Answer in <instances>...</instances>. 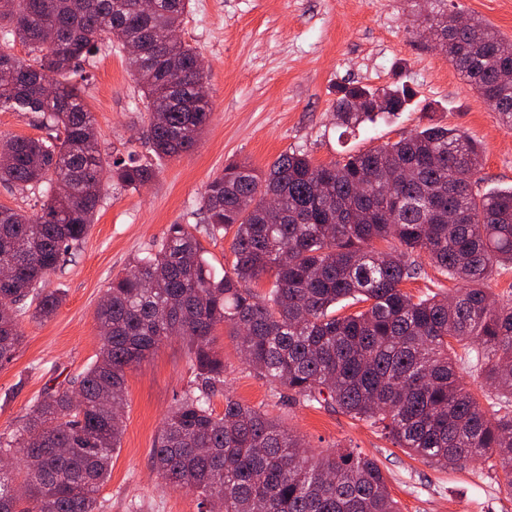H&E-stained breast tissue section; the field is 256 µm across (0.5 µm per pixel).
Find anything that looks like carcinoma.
I'll return each instance as SVG.
<instances>
[{
    "mask_svg": "<svg viewBox=\"0 0 512 512\" xmlns=\"http://www.w3.org/2000/svg\"><path fill=\"white\" fill-rule=\"evenodd\" d=\"M415 21L433 36L483 103L512 128V56L473 17L459 27L448 0ZM190 0H0V110L28 112L56 135L0 145V183L39 191L29 214L0 208V367L23 344L24 318L61 304L40 284L85 240L106 190H135L157 175L132 153L106 158L78 81L106 36L132 43L131 74L147 112L155 159L192 150L210 120L204 60L167 34ZM336 123L355 130L394 115L398 87H345ZM478 145L431 124L341 162L294 150L264 174L230 163L200 201L209 233L232 234V268L218 275L189 224H171L154 249L112 278L96 311L97 360L63 389H47L24 424L0 437V512H101L98 499L121 438L126 371L172 336L187 347L193 384L165 418L152 452L163 482L195 496L198 512H400L377 460L348 449L316 454L264 411L224 395L219 326L249 368L295 402L336 408L384 431L422 464L460 469L491 460L512 495V302L493 297L495 266L512 265V187L474 190ZM429 264L458 283L450 298L402 284ZM268 277L261 293L255 285ZM37 297L35 307L26 300ZM351 300L365 308L344 316ZM491 387L487 412L458 364ZM28 469L17 485L9 458Z\"/></svg>",
    "mask_w": 512,
    "mask_h": 512,
    "instance_id": "carcinoma-1",
    "label": "carcinoma"
}]
</instances>
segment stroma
<instances>
[{
  "mask_svg": "<svg viewBox=\"0 0 512 512\" xmlns=\"http://www.w3.org/2000/svg\"><path fill=\"white\" fill-rule=\"evenodd\" d=\"M512 41V0H454ZM410 0H191L179 34L207 66L210 121L197 145L165 161L138 190L113 188L102 200L85 241L66 256L44 286L62 293L50 320H24L25 341L0 367V434L20 424L48 387H66L97 358L95 312L108 282L144 256L172 224L191 225L217 271L230 268V238L211 236L199 199L227 163L266 170L279 155L307 152L329 164L434 123L457 128L483 150L480 192L512 186V129L504 127L435 48L411 30ZM85 99L106 152L151 157L147 118L136 108L138 89L120 40L102 44L89 67ZM407 87L398 115L356 131L337 126L341 88ZM216 346L227 378L212 398L223 413L225 395L260 408L304 437L313 451L340 446L376 459L400 512H512V497L487 463L462 470L423 465L380 429L332 408L289 403L244 363L230 330L218 326ZM194 380L181 338L165 342L126 372L120 447L100 489L104 512H197L192 494L158 479L152 449L158 431Z\"/></svg>",
  "mask_w": 512,
  "mask_h": 512,
  "instance_id": "stroma-1",
  "label": "stroma"
}]
</instances>
